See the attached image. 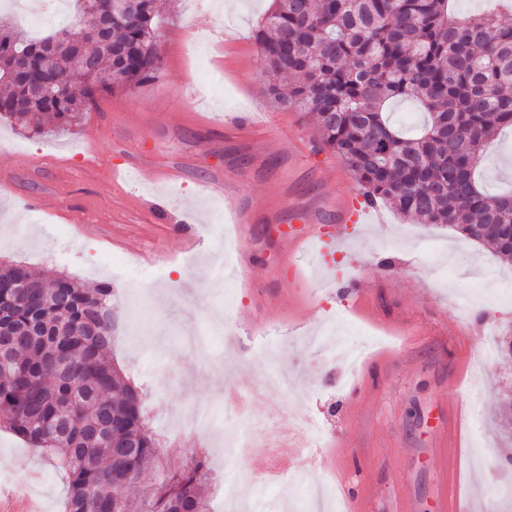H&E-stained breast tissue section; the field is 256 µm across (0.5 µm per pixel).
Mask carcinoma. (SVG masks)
<instances>
[{
	"instance_id": "carcinoma-1",
	"label": "carcinoma",
	"mask_w": 512,
	"mask_h": 512,
	"mask_svg": "<svg viewBox=\"0 0 512 512\" xmlns=\"http://www.w3.org/2000/svg\"><path fill=\"white\" fill-rule=\"evenodd\" d=\"M72 21L32 38L0 12V57L28 52L73 56L74 33L95 65L44 97L32 96L0 67V119L36 131L77 125L102 91L157 80L163 70L161 0L117 16L110 41L98 40L88 0ZM255 41L266 91L299 109L321 149L354 174L364 201H389L405 217L454 228L512 262V193L494 195L477 170L499 132L512 128V23L497 13L458 17L452 0H272ZM412 98L421 131L395 127L385 108ZM118 319L112 286L51 279L25 264L0 268V325L19 337L0 353V428L40 451L62 473L63 512H204L213 480L205 449L192 448L176 470L144 413L143 393L112 362ZM134 486L132 501L117 489Z\"/></svg>"
}]
</instances>
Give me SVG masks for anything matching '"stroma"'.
<instances>
[{
  "instance_id": "35a3bbf8",
  "label": "stroma",
  "mask_w": 512,
  "mask_h": 512,
  "mask_svg": "<svg viewBox=\"0 0 512 512\" xmlns=\"http://www.w3.org/2000/svg\"><path fill=\"white\" fill-rule=\"evenodd\" d=\"M267 0H237L213 14L208 0H167L160 18L163 72L156 81L101 96L70 130L21 133L0 122V264L21 262L80 282L111 283L120 313L112 356L143 384L145 411L169 463L180 465L198 438L177 431L185 402L215 407L236 433L283 411L282 425L308 415L324 434L310 467L289 484H256L263 455L227 453L214 439L210 465L234 478L252 502L324 500L325 512H439L442 501L485 512H512V439L499 420L512 399V298L458 308L475 281L494 274L512 295V267L490 246L440 225L417 224L389 204L339 234L325 264L285 258L274 226L299 221L321 202L324 183L349 204L361 196L353 173L321 151L300 112L264 93L253 40ZM275 112L304 148L284 153L271 136L224 129L225 116ZM151 159L154 183L134 171ZM239 176V204L250 220L244 248L258 262L237 278L236 260L212 257L231 220L204 183L216 170ZM495 191L512 189V134L495 141L483 168ZM160 198L193 224L192 248L140 197ZM167 257L147 279L125 287L112 261L152 249ZM351 280L365 300L337 295ZM493 329L496 362L475 373L483 333ZM275 346L271 366L289 387L259 381L257 354ZM0 481L28 482L46 512H60L63 481L43 458L0 430Z\"/></svg>"
}]
</instances>
